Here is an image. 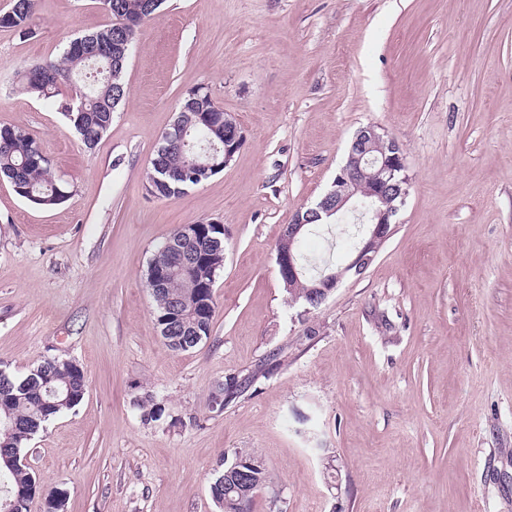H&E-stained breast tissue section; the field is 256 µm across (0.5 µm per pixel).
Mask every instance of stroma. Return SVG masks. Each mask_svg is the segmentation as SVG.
I'll return each instance as SVG.
<instances>
[{
  "mask_svg": "<svg viewBox=\"0 0 512 512\" xmlns=\"http://www.w3.org/2000/svg\"><path fill=\"white\" fill-rule=\"evenodd\" d=\"M110 21L98 0H37L0 26V125L38 140L70 185L38 207L0 180V368L77 361L87 391L29 443L44 512H219L236 452L269 488L253 512H512V0H166L135 32L126 98L93 149L14 73ZM205 88L244 143L182 196L147 173L182 98ZM410 179L366 272L317 307L289 302L281 233L313 206L363 126ZM224 226L211 333L164 343L146 286L182 224ZM332 224L305 254L344 265ZM269 367L216 408L224 379ZM166 416L148 422L135 399ZM34 10L35 0H12L10 10L0 15V25L14 27L26 35L30 32L29 24ZM238 461L252 463L253 466H246L248 463L238 465ZM240 467L252 474L251 478H248V480L252 481V485L260 484L251 493L244 504L238 501V492L234 490L235 482L231 480L232 477L235 478V476L237 477L238 475L235 468H238L241 473H244ZM268 483L267 470L262 460L255 453L241 450L235 454L234 460L224 470V473L211 485V494L215 502L219 505L220 512H251L254 493L262 487L268 488Z\"/></svg>",
  "mask_w": 512,
  "mask_h": 512,
  "instance_id": "35a3bbf8",
  "label": "stroma"
}]
</instances>
